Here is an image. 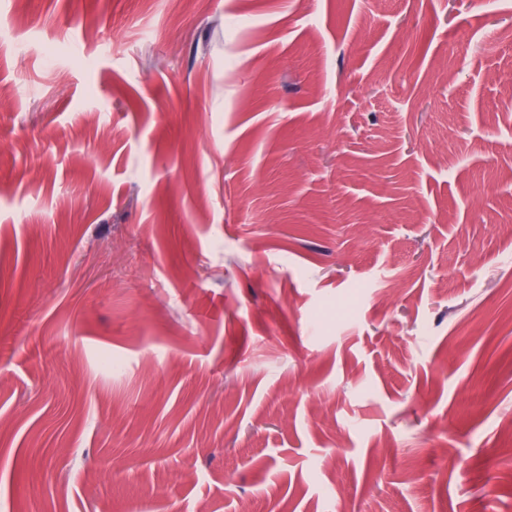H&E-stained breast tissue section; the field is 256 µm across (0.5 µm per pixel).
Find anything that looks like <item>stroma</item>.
Wrapping results in <instances>:
<instances>
[{"label":"stroma","mask_w":512,"mask_h":512,"mask_svg":"<svg viewBox=\"0 0 512 512\" xmlns=\"http://www.w3.org/2000/svg\"><path fill=\"white\" fill-rule=\"evenodd\" d=\"M511 76L512 0H0V512H512Z\"/></svg>","instance_id":"1"}]
</instances>
